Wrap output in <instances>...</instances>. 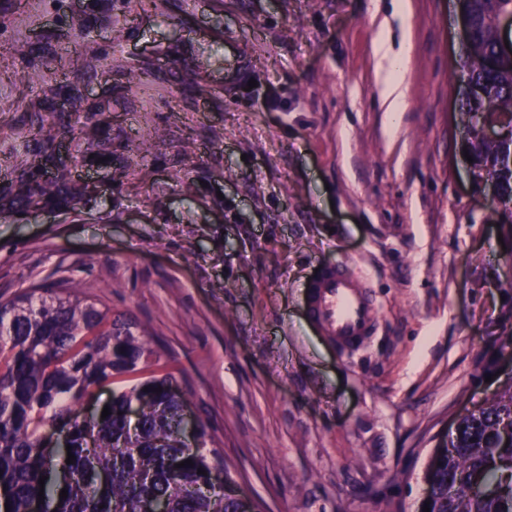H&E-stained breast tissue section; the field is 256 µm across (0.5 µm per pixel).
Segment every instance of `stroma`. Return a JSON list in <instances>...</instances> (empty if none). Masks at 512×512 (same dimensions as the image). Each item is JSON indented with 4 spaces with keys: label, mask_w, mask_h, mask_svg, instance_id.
Listing matches in <instances>:
<instances>
[{
    "label": "stroma",
    "mask_w": 512,
    "mask_h": 512,
    "mask_svg": "<svg viewBox=\"0 0 512 512\" xmlns=\"http://www.w3.org/2000/svg\"><path fill=\"white\" fill-rule=\"evenodd\" d=\"M391 3L0 0V302L64 281L144 328L261 512H415L431 450L512 385V227L461 152L460 6L411 0L394 120ZM40 150L80 205L10 207ZM338 260L378 308L356 352L303 310ZM393 1V18L398 22L401 32L400 47L397 51L393 50L388 41L381 37L374 43L373 54L384 112H390L393 118H397L399 112H404L407 103L408 89L404 74L410 61L412 5L410 0Z\"/></svg>",
    "instance_id": "35a3bbf8"
}]
</instances>
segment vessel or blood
I'll return each mask as SVG.
<instances>
[{
	"instance_id": "obj_1",
	"label": "vessel or blood",
	"mask_w": 512,
	"mask_h": 512,
	"mask_svg": "<svg viewBox=\"0 0 512 512\" xmlns=\"http://www.w3.org/2000/svg\"><path fill=\"white\" fill-rule=\"evenodd\" d=\"M305 307L339 351L357 350L375 333L377 309L368 282L346 263L319 270L307 287Z\"/></svg>"
}]
</instances>
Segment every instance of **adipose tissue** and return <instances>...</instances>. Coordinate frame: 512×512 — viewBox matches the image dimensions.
<instances>
[{
    "label": "adipose tissue",
    "instance_id": "ef3b65f1",
    "mask_svg": "<svg viewBox=\"0 0 512 512\" xmlns=\"http://www.w3.org/2000/svg\"><path fill=\"white\" fill-rule=\"evenodd\" d=\"M412 5L410 0H394L393 17L401 32L399 49H392L385 38H378L373 47L375 68L380 79V96L385 111L398 116L407 103L408 89L404 74L410 61L412 41Z\"/></svg>",
    "mask_w": 512,
    "mask_h": 512
}]
</instances>
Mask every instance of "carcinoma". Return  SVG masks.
I'll return each mask as SVG.
<instances>
[{"instance_id":"cac0c4a2","label":"carcinoma","mask_w":512,"mask_h":512,"mask_svg":"<svg viewBox=\"0 0 512 512\" xmlns=\"http://www.w3.org/2000/svg\"><path fill=\"white\" fill-rule=\"evenodd\" d=\"M472 39L459 54L462 77L474 91L463 95L467 148L473 164L498 188V202L512 207V146L484 138L478 116L512 113V64L501 59L495 21L512 12V0H469ZM86 187L66 176L40 182L21 178L13 201L79 204ZM39 297L21 295L0 304V512H144L154 498L169 512H236L224 501L229 469L209 455L206 428L197 446L183 439L185 396L174 376L152 367L153 351L134 324L68 285L38 286ZM113 387L109 415L71 414V404L93 390ZM139 404L137 423L127 414ZM66 431L52 452L44 433ZM71 450H66V446ZM73 463H66L67 454ZM192 464L178 468L176 464ZM512 463V386L478 411L463 416L448 449L428 461L430 512H512V481L497 497L472 492L479 480L498 479L496 463ZM203 473H198V470ZM45 476V485L39 484ZM44 500H38L39 488ZM67 497L61 498V490Z\"/></svg>"}]
</instances>
